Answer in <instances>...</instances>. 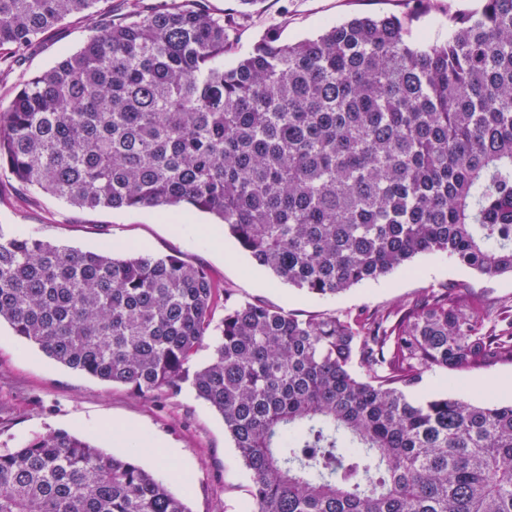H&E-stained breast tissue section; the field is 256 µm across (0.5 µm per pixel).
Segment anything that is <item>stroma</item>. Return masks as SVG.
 Listing matches in <instances>:
<instances>
[{"mask_svg":"<svg viewBox=\"0 0 512 512\" xmlns=\"http://www.w3.org/2000/svg\"><path fill=\"white\" fill-rule=\"evenodd\" d=\"M416 0H260L231 35L224 56L234 65L266 35L287 44L320 32L325 23L378 15H415V29L438 27L443 17L431 11L417 17ZM82 18H69L45 34L19 65L0 72V108L22 85L76 50L89 33ZM178 223L156 208L85 211L38 192L20 190L0 170V233L33 235L81 251L97 250L103 240L115 248H136L152 255H176L221 281L240 302L259 300L304 318L382 311L429 291L453 286L489 303H512V275L487 276L444 254L415 258L413 271L397 269L343 293L320 297L277 280L258 269L230 238L218 236L212 215L194 209ZM458 395L482 404L512 402V362L458 375ZM65 430L105 452L125 455L128 444L113 432L134 431L151 450L142 463L168 480L189 475L192 512H247L250 476L222 418L191 388L176 397L140 396L71 370L36 345L0 325V452L18 448L34 436Z\"/></svg>","mask_w":512,"mask_h":512,"instance_id":"35a3bbf8","label":"stroma"}]
</instances>
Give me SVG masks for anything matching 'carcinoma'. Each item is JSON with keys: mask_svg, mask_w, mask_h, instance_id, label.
I'll use <instances>...</instances> for the list:
<instances>
[{"mask_svg": "<svg viewBox=\"0 0 512 512\" xmlns=\"http://www.w3.org/2000/svg\"><path fill=\"white\" fill-rule=\"evenodd\" d=\"M106 2L0 0L8 64L66 18L102 16L0 111L21 189L209 212L260 270L314 295L422 254L512 274V0H448V31L417 40L396 15L268 37L229 69L240 18L203 0L107 16ZM2 321L140 395L189 385L250 474V512H512V404L451 392L453 374L512 361V305L446 289L304 319L233 302L177 256L19 235L0 236ZM437 371L448 390L412 400ZM190 495L64 430L0 453V512H192Z\"/></svg>", "mask_w": 512, "mask_h": 512, "instance_id": "carcinoma-1", "label": "carcinoma"}]
</instances>
